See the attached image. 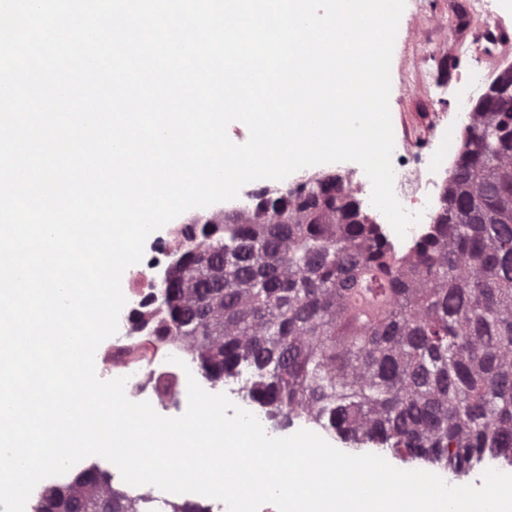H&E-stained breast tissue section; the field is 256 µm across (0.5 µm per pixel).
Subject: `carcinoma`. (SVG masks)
I'll return each mask as SVG.
<instances>
[{"mask_svg":"<svg viewBox=\"0 0 512 512\" xmlns=\"http://www.w3.org/2000/svg\"><path fill=\"white\" fill-rule=\"evenodd\" d=\"M432 230L407 259L334 174L186 227L160 331L186 338L215 381L355 446L465 476L512 464V111L473 108ZM288 209V223L276 217ZM96 469L36 512H147Z\"/></svg>","mask_w":512,"mask_h":512,"instance_id":"1","label":"carcinoma"}]
</instances>
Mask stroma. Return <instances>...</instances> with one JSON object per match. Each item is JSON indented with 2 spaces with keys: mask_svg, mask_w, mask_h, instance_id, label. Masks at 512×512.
<instances>
[{
  "mask_svg": "<svg viewBox=\"0 0 512 512\" xmlns=\"http://www.w3.org/2000/svg\"><path fill=\"white\" fill-rule=\"evenodd\" d=\"M471 0H406L391 60L390 113L395 145L428 154L442 133H449V158H456L464 130L456 126L458 110H472L473 101H460L458 74L484 72L492 83L499 70L512 66V54L496 69H487L473 37L478 24ZM420 35L411 39L409 27Z\"/></svg>",
  "mask_w": 512,
  "mask_h": 512,
  "instance_id": "stroma-1",
  "label": "stroma"
}]
</instances>
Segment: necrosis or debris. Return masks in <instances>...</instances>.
Listing matches in <instances>:
<instances>
[{
    "instance_id": "obj_1",
    "label": "necrosis or debris",
    "mask_w": 512,
    "mask_h": 512,
    "mask_svg": "<svg viewBox=\"0 0 512 512\" xmlns=\"http://www.w3.org/2000/svg\"><path fill=\"white\" fill-rule=\"evenodd\" d=\"M392 166L397 198L411 213L425 210L426 198L448 178L447 165L437 157L413 162L399 154ZM182 230V225H167L149 244V260L130 269L123 287L126 304L119 329L97 349L102 379L126 378L127 397L150 402L158 412H181L188 404L186 374L169 361L179 344L156 334L160 316L156 286L182 246Z\"/></svg>"
}]
</instances>
